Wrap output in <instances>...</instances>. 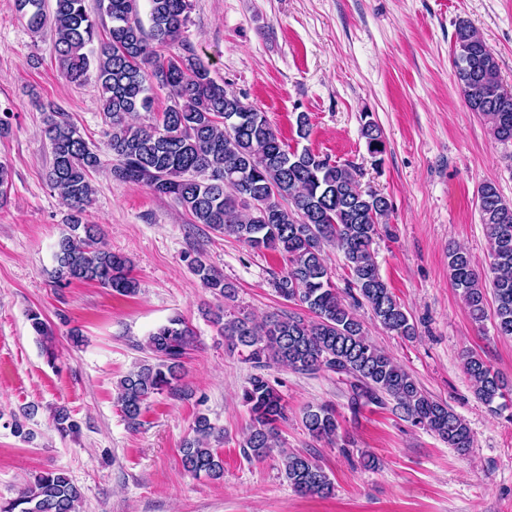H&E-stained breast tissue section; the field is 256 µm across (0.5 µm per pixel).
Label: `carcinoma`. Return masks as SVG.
I'll list each match as a JSON object with an SVG mask.
<instances>
[{
    "instance_id": "1",
    "label": "carcinoma",
    "mask_w": 512,
    "mask_h": 512,
    "mask_svg": "<svg viewBox=\"0 0 512 512\" xmlns=\"http://www.w3.org/2000/svg\"><path fill=\"white\" fill-rule=\"evenodd\" d=\"M53 2L50 15L46 0H16V5L34 32L52 21L53 48L70 81L81 83L93 75L101 86L100 107L111 127L110 174L173 199L195 224L252 249L279 254L284 268L274 278L275 291L311 314L306 319L283 312L257 321L230 305L236 289L221 272L200 257L191 262L201 285L228 302L224 312L213 317L219 334L256 369L242 392L251 419L239 444L245 459L269 458L277 447L279 424L287 419L280 391L262 373L272 365L295 373L334 374L349 386L353 413L392 401L414 424L461 453L469 451L472 439L465 421L373 344L354 312L363 299L385 329L404 337L416 334L407 312L380 277L371 250L379 226L387 223V199L362 190L358 170L350 162L333 161L308 148L288 151L266 113L226 92L201 64L189 58H161L159 50L185 32L189 0H148L147 27L140 18V0H100L110 26L106 41L96 49L99 22L86 0ZM453 67L468 109L489 120L497 141L512 143V92L502 87L496 56L464 20L456 25ZM156 86L168 89L172 105L152 124L130 122L132 114L152 111L151 91ZM362 119L361 134L376 157L384 152L382 129L370 114ZM46 134L51 148L48 181L71 209L69 231L54 253V283L94 282L120 295L136 294L130 259L105 247L99 226L85 222L94 192L90 173L101 166L98 153L64 112L48 113ZM478 208L490 243L489 271L478 270L469 253L455 248L448 250L450 277L477 322L485 318L487 290H492L497 330L512 336V204L487 182L478 190ZM328 246L344 254L357 290L350 303L331 280L324 258ZM29 320L48 362H54V336L46 321L37 312L30 313ZM195 337L180 315L148 335L152 360L118 384L116 401L131 428L140 425L153 396L177 388ZM463 369L485 404L504 398L502 379L480 355L466 353ZM52 422L63 435L79 429L64 406L55 410ZM303 424L317 439L336 440L339 422L329 405L308 407ZM215 430L207 417L196 419L194 436L181 448L187 472L224 478V460L218 449L209 447ZM280 471L301 496L324 498L333 492L329 475L310 455H283ZM80 500L81 492L63 472H40L15 498L0 501V512H79Z\"/></svg>"
}]
</instances>
